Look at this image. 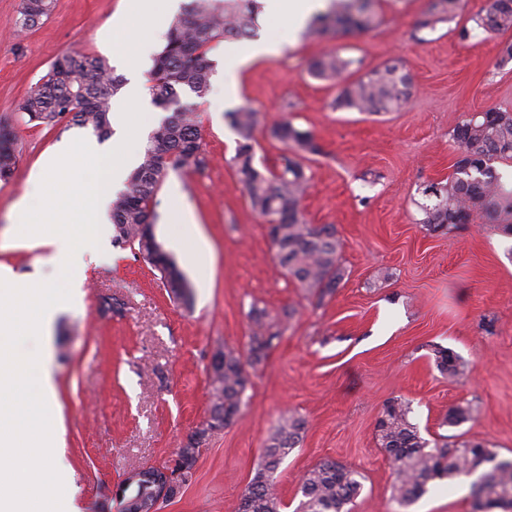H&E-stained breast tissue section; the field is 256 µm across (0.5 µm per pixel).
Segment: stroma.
Listing matches in <instances>:
<instances>
[{"label": "stroma", "mask_w": 512, "mask_h": 512, "mask_svg": "<svg viewBox=\"0 0 512 512\" xmlns=\"http://www.w3.org/2000/svg\"><path fill=\"white\" fill-rule=\"evenodd\" d=\"M133 0H54L48 18L16 37L20 0H0V124L13 133L18 164L0 181V262L47 282L57 273L41 248L20 247L13 207L36 199L41 159L73 129L28 123L19 104L64 52L115 66L104 33L126 20ZM486 0H461L456 16L425 29L430 0H376L365 32L310 37L305 27L261 16L259 37L287 41L278 56L255 59L225 97L224 48L215 46L211 90L199 106L204 173L169 171L156 197L157 240L185 274L191 304L171 301L157 271L126 245L89 265L80 308L61 313L49 336L57 388L60 454L76 512H116L115 494L131 472L168 465L209 419L210 363L226 347L247 350L251 306L270 317L293 309L282 336L252 370L237 419L205 437L192 481L163 512H237L281 419L305 423L303 439L278 470L282 512H294L299 478L330 459L362 476L352 512H472L470 480L435 481L420 499L392 502L396 474L378 443L377 421L393 399L408 401L421 436L456 435L512 457V235L482 211L465 230L421 225L426 185L447 178L456 157L452 131L465 116L512 110V63L500 66L512 31L464 40L462 28ZM337 52L357 60L349 79L384 63L405 62L409 104L387 115L334 108L336 87L313 77L311 61ZM259 114L255 163L279 165L283 145L266 127L290 121L310 131L320 154L304 162L305 220L332 224L341 242L343 279L315 303L275 267L265 220L251 207L229 160L236 135L225 110ZM184 216L203 242L187 262L172 237ZM122 302L116 316L105 298ZM456 353L461 377H442L433 351ZM473 416L445 425L451 407Z\"/></svg>", "instance_id": "obj_1"}]
</instances>
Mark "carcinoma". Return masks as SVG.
Segmentation results:
<instances>
[{
  "label": "carcinoma",
  "mask_w": 512,
  "mask_h": 512,
  "mask_svg": "<svg viewBox=\"0 0 512 512\" xmlns=\"http://www.w3.org/2000/svg\"><path fill=\"white\" fill-rule=\"evenodd\" d=\"M333 6L314 14L306 35L324 36L339 31H366L374 19V0H332ZM460 0H433L436 21L453 18ZM52 11V0H21L17 30H30ZM259 0H188L171 22L162 50L154 57L149 73L152 104L165 113L143 149L141 163L129 174L125 189L112 201L111 221L115 240L136 251L161 274L162 287L169 298L190 303V284L166 253L157 252L148 226L156 223L154 200L168 171L192 165L207 167L202 153L198 106L210 91L214 61L209 53L214 45L229 37L257 36ZM474 26L464 28L461 37H475L474 31L499 33L512 30V0H487L483 10L472 18ZM354 64L338 54L315 59L311 74L336 84L334 104L342 110L369 115L397 112L409 103L412 78L397 64L373 69L354 81L345 72ZM123 86L102 60L64 53L52 64L46 79L32 86L20 105L28 122L55 127L90 128L99 137L111 134V100ZM224 119L237 135L235 153L230 159L253 209L266 220L268 235L275 248L276 265L309 296L323 300L335 292L343 278L340 266L341 243L332 224H309L300 205L308 178L301 159L320 153L314 135L282 121L269 128L272 138L286 147L278 169L262 171L255 164V133L258 112L239 107L224 113ZM457 158L452 172L438 190L423 191L427 202L419 205V223L433 232L448 234L464 229L471 213L485 211L512 232V186L495 171L493 159L512 160V110L490 109L469 116L453 131ZM16 156L8 136L0 130V180L14 172ZM268 312L252 305L249 317L255 324L248 355L233 350L220 351L224 362L221 373L212 374L213 401L209 427L217 430L230 425L238 416L247 388L246 366L265 357L280 332L265 323ZM436 367L446 378L462 374L460 358L450 349L436 351ZM407 402L391 401L378 422L379 441L396 473L392 498L408 506L428 491L435 480L474 477L470 484L475 512L482 509H512V459H499L481 442H457L448 435L433 440L421 437L410 421ZM471 418L464 404L452 407L444 424L457 426ZM304 423L299 418L281 422L258 464L257 472L241 497L237 512H280L281 499L276 473L289 453L302 440ZM158 469L142 471L136 483H124L119 494L120 512L125 503L151 498L153 477ZM362 488L360 474L336 461L322 460L308 469L299 482L302 500L299 512H351V505Z\"/></svg>",
  "instance_id": "1"
}]
</instances>
